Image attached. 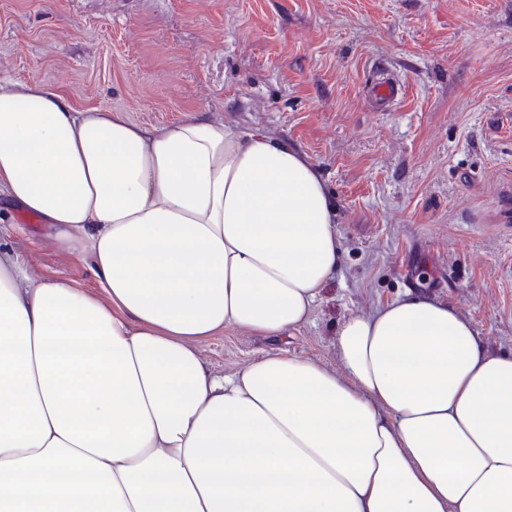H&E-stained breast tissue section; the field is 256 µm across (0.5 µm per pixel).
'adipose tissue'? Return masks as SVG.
Segmentation results:
<instances>
[{
	"label": "adipose tissue",
	"instance_id": "obj_1",
	"mask_svg": "<svg viewBox=\"0 0 512 512\" xmlns=\"http://www.w3.org/2000/svg\"><path fill=\"white\" fill-rule=\"evenodd\" d=\"M0 204L96 284L32 276L0 225V512H512V355L447 305L347 318L339 372L202 358L228 327L307 324L336 274V207L296 147L0 79Z\"/></svg>",
	"mask_w": 512,
	"mask_h": 512
}]
</instances>
